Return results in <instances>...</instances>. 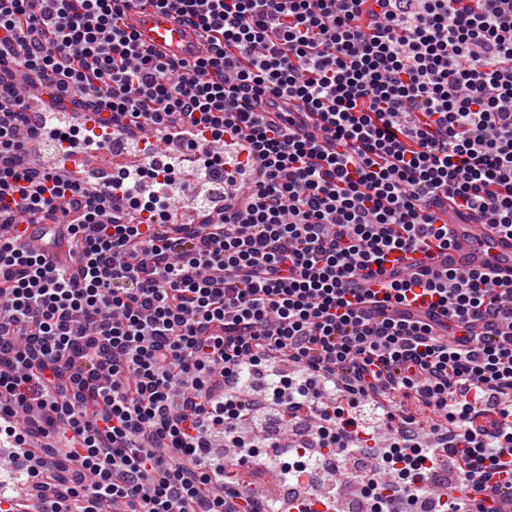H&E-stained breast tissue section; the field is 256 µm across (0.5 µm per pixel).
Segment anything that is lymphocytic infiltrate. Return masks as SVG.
Wrapping results in <instances>:
<instances>
[{"label":"lymphocytic infiltrate","instance_id":"obj_1","mask_svg":"<svg viewBox=\"0 0 512 512\" xmlns=\"http://www.w3.org/2000/svg\"><path fill=\"white\" fill-rule=\"evenodd\" d=\"M203 31L164 57L121 24L138 0H0V447L50 512H262L211 460L266 442L243 377L283 427L314 423L371 512H512V281L386 270L455 240L456 208L512 236V0H150ZM99 115L76 134L141 164L110 190L51 176L18 138L28 103ZM224 205L178 222L172 133ZM83 205L71 260L15 231ZM430 298L411 320L412 292ZM492 413L487 428L477 417Z\"/></svg>","mask_w":512,"mask_h":512}]
</instances>
